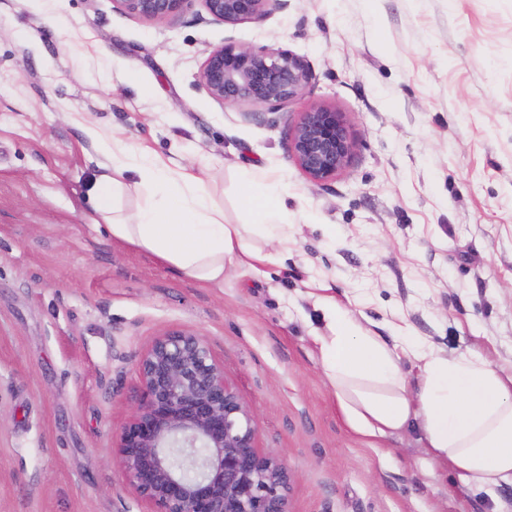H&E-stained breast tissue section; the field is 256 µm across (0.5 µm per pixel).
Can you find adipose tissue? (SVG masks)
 Instances as JSON below:
<instances>
[{
	"label": "adipose tissue",
	"instance_id": "ef3b65f1",
	"mask_svg": "<svg viewBox=\"0 0 512 512\" xmlns=\"http://www.w3.org/2000/svg\"><path fill=\"white\" fill-rule=\"evenodd\" d=\"M137 169L152 196L135 215H120L123 172ZM87 197L113 239L146 252L182 275L220 285L228 265L250 256L241 224H228L202 182L150 156L113 149ZM239 190L247 212L268 239L287 245L281 178L256 170ZM330 336L320 337V366L349 428L378 437L415 428L431 456L450 462L467 485L494 493L512 485V370L473 352L448 357L422 342L407 343L418 363L408 380L393 347L335 302L321 301Z\"/></svg>",
	"mask_w": 512,
	"mask_h": 512
}]
</instances>
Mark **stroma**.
<instances>
[{
  "instance_id": "obj_1",
  "label": "stroma",
  "mask_w": 512,
  "mask_h": 512,
  "mask_svg": "<svg viewBox=\"0 0 512 512\" xmlns=\"http://www.w3.org/2000/svg\"><path fill=\"white\" fill-rule=\"evenodd\" d=\"M57 11L0 0V512H148L113 436L175 330L206 339L283 459L289 512H512V486L463 484L415 429L355 434L315 342L329 295L388 343L512 369V0H286L233 27L199 0L164 21L112 0ZM227 40L290 51L312 79L244 117L199 83ZM316 106L352 141L318 185L289 152ZM114 138L202 178L228 224L249 221L241 171L284 175L287 248L249 228L260 261L205 285L114 241L86 197Z\"/></svg>"
}]
</instances>
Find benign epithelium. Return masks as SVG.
<instances>
[{
	"label": "benign epithelium",
	"instance_id": "benign-epithelium-1",
	"mask_svg": "<svg viewBox=\"0 0 512 512\" xmlns=\"http://www.w3.org/2000/svg\"><path fill=\"white\" fill-rule=\"evenodd\" d=\"M125 14L164 21L186 0H113ZM210 20L236 26L264 16L281 0H201ZM311 80L299 56L227 41L209 50L200 84L223 105L278 112ZM293 159L314 183L348 165L352 142L345 113L318 106L291 131ZM140 397L114 437L131 490L152 512H288L291 475L279 454L255 445V418L207 341L187 330L156 338L138 365Z\"/></svg>",
	"mask_w": 512,
	"mask_h": 512
}]
</instances>
